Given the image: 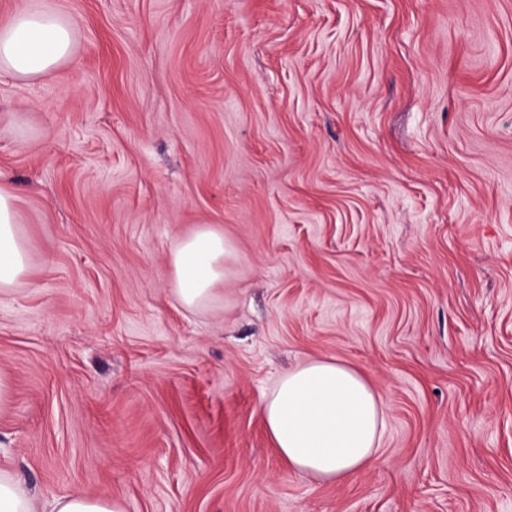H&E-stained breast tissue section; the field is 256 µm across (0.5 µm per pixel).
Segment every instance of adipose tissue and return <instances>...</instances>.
<instances>
[{
  "label": "adipose tissue",
  "instance_id": "1",
  "mask_svg": "<svg viewBox=\"0 0 512 512\" xmlns=\"http://www.w3.org/2000/svg\"><path fill=\"white\" fill-rule=\"evenodd\" d=\"M79 36L62 16L35 9L0 15V75L40 78L67 60ZM17 196L0 185V288L22 281L28 254ZM222 227L198 225L172 248L173 294L185 309L220 295L233 253ZM267 434L289 471L341 482L370 466L379 450L385 409L365 376L341 360L316 358L284 372L262 402Z\"/></svg>",
  "mask_w": 512,
  "mask_h": 512
}]
</instances>
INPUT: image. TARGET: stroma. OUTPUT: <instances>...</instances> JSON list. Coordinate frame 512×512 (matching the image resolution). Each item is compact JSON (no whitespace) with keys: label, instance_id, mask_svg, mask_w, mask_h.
Here are the masks:
<instances>
[{"label":"stroma","instance_id":"1","mask_svg":"<svg viewBox=\"0 0 512 512\" xmlns=\"http://www.w3.org/2000/svg\"><path fill=\"white\" fill-rule=\"evenodd\" d=\"M79 28L0 76V470L124 512H512V0H0ZM200 224L224 295L173 296ZM337 358L372 465L282 464L261 403ZM16 199L10 187L0 185V288L18 284L29 267L27 249L20 236L24 217ZM233 250L224 229L214 224H200L175 243L170 257L173 294L183 308L207 307L224 292L227 261Z\"/></svg>","mask_w":512,"mask_h":512}]
</instances>
